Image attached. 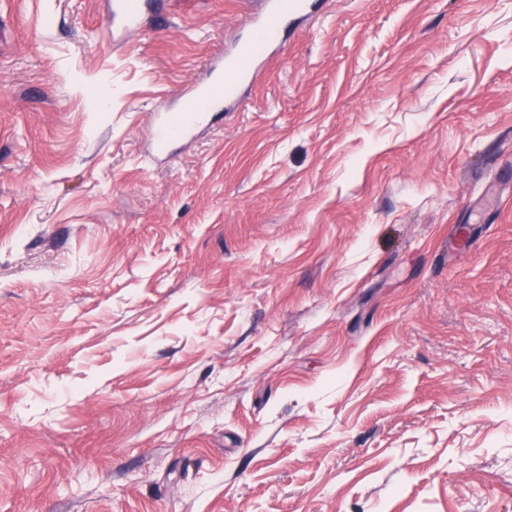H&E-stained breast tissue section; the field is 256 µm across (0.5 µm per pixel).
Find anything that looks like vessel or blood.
I'll list each match as a JSON object with an SVG mask.
<instances>
[{"label": "vessel or blood", "instance_id": "1", "mask_svg": "<svg viewBox=\"0 0 512 512\" xmlns=\"http://www.w3.org/2000/svg\"><path fill=\"white\" fill-rule=\"evenodd\" d=\"M308 7L307 0H265L263 12L252 21L249 36L232 53L212 62L205 79L185 89L179 112L164 113L154 128L156 151L187 137L212 113L238 103L256 76L258 59L279 44L285 18L305 14Z\"/></svg>", "mask_w": 512, "mask_h": 512}]
</instances>
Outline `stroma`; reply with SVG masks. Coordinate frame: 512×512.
I'll return each instance as SVG.
<instances>
[{"instance_id":"stroma-1","label":"stroma","mask_w":512,"mask_h":512,"mask_svg":"<svg viewBox=\"0 0 512 512\" xmlns=\"http://www.w3.org/2000/svg\"><path fill=\"white\" fill-rule=\"evenodd\" d=\"M0 0V512H512V0ZM264 3L263 12L252 21L249 36L232 53L212 62L205 79L185 89L180 113L163 112L153 135L158 153L173 141L187 137L212 113L224 112L228 105L238 103L256 76L258 59L280 43L286 16L304 15L309 7L307 0H265Z\"/></svg>"}]
</instances>
